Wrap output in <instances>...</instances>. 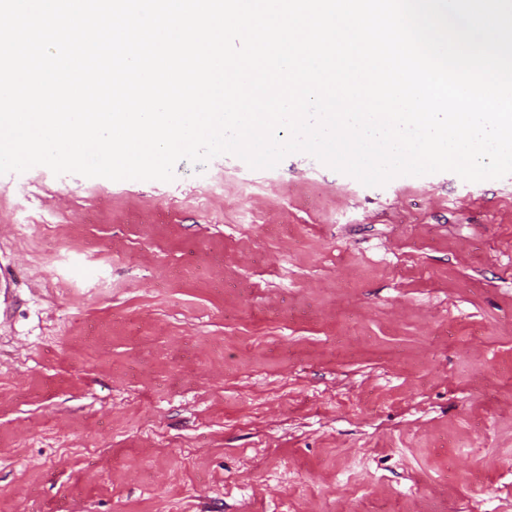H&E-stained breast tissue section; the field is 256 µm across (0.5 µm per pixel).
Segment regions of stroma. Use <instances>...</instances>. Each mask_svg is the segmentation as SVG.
<instances>
[{
	"label": "stroma",
	"instance_id": "1",
	"mask_svg": "<svg viewBox=\"0 0 512 512\" xmlns=\"http://www.w3.org/2000/svg\"><path fill=\"white\" fill-rule=\"evenodd\" d=\"M174 173L0 175V512H512V174Z\"/></svg>",
	"mask_w": 512,
	"mask_h": 512
}]
</instances>
